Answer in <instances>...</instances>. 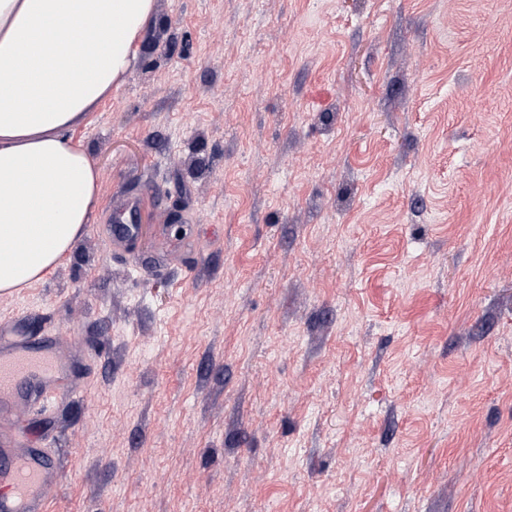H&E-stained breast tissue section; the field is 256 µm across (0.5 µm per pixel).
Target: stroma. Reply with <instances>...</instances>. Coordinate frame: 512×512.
Here are the masks:
<instances>
[{"label":"stroma","instance_id":"1","mask_svg":"<svg viewBox=\"0 0 512 512\" xmlns=\"http://www.w3.org/2000/svg\"><path fill=\"white\" fill-rule=\"evenodd\" d=\"M136 51L0 294L73 356L49 512H512V0H155ZM140 214L139 200L136 196H118L112 204V244L123 246L137 235Z\"/></svg>","mask_w":512,"mask_h":512}]
</instances>
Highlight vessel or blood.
Instances as JSON below:
<instances>
[{"label":"vessel or blood","mask_w":512,"mask_h":512,"mask_svg":"<svg viewBox=\"0 0 512 512\" xmlns=\"http://www.w3.org/2000/svg\"><path fill=\"white\" fill-rule=\"evenodd\" d=\"M139 200L118 196L112 204V242L123 246L137 234ZM68 357L57 336H36L15 324L0 325V512H48L58 480L50 449L24 444L15 424L32 409H45L72 391Z\"/></svg>","instance_id":"obj_1"}]
</instances>
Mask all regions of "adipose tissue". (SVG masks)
Returning <instances> with one entry per match:
<instances>
[{"label":"adipose tissue","instance_id":"obj_1","mask_svg":"<svg viewBox=\"0 0 512 512\" xmlns=\"http://www.w3.org/2000/svg\"><path fill=\"white\" fill-rule=\"evenodd\" d=\"M155 0H0V291L40 280L99 203L68 135L135 64Z\"/></svg>","mask_w":512,"mask_h":512}]
</instances>
